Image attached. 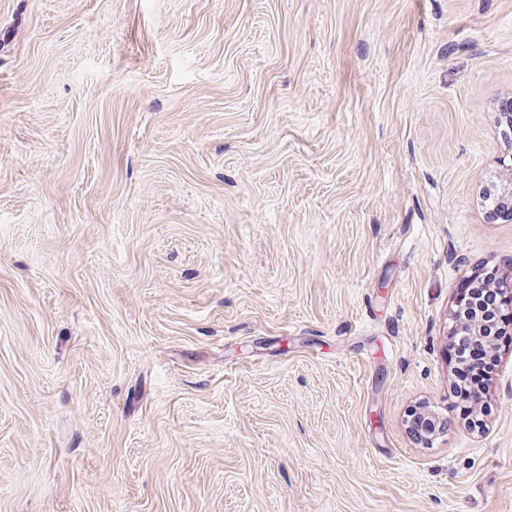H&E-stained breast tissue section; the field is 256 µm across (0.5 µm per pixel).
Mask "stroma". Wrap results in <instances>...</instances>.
<instances>
[{"label":"stroma","instance_id":"obj_1","mask_svg":"<svg viewBox=\"0 0 512 512\" xmlns=\"http://www.w3.org/2000/svg\"><path fill=\"white\" fill-rule=\"evenodd\" d=\"M509 95L512 0H0V512H512ZM498 124L501 126L505 124L506 150L507 155L503 157L501 163L505 166L506 171L510 176V183L507 188L499 190L494 194V201L490 206H487V218L494 220L500 216H510L512 218V97L502 100L497 107ZM506 157L509 163H506ZM482 300V301H480ZM502 314L496 336L489 344L473 342L469 336L480 338L487 324L489 314L485 310L483 298L475 303L467 313V318L459 320L458 330L464 336H454L450 345V360L453 363V405L458 417L471 420L477 408L482 409L489 381L498 366L493 350L510 342L509 314H504L503 300H500ZM407 427L411 434L421 440H431L441 430L437 418L428 411L413 409L407 416Z\"/></svg>","mask_w":512,"mask_h":512}]
</instances>
